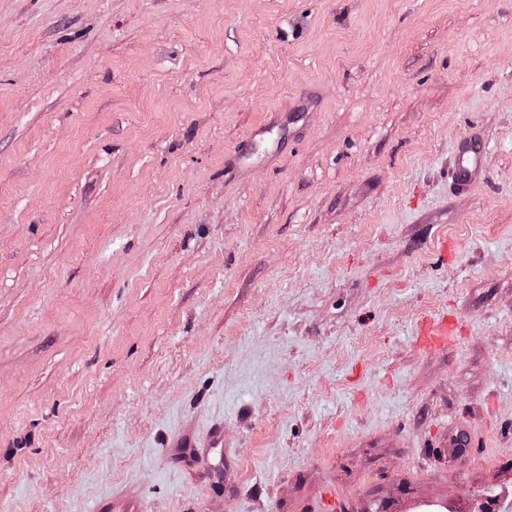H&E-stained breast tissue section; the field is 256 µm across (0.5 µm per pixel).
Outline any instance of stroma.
Returning a JSON list of instances; mask_svg holds the SVG:
<instances>
[{
	"label": "stroma",
	"mask_w": 512,
	"mask_h": 512,
	"mask_svg": "<svg viewBox=\"0 0 512 512\" xmlns=\"http://www.w3.org/2000/svg\"><path fill=\"white\" fill-rule=\"evenodd\" d=\"M329 492L512 501V0H0V512ZM458 159L449 171L454 190L470 188L482 170L485 146L476 133H469L458 146ZM461 332L458 320L448 311H443L434 318L422 319L418 323L415 347L427 354L448 350V347L456 344Z\"/></svg>",
	"instance_id": "stroma-1"
}]
</instances>
